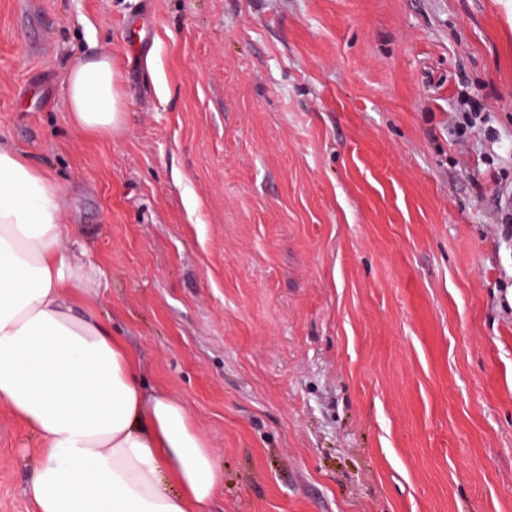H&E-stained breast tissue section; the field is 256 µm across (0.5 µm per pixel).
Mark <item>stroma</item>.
Masks as SVG:
<instances>
[{"mask_svg":"<svg viewBox=\"0 0 512 512\" xmlns=\"http://www.w3.org/2000/svg\"><path fill=\"white\" fill-rule=\"evenodd\" d=\"M0 143L217 448L212 512H512V0H0ZM38 446L0 407V512ZM116 80L108 50L78 62L67 73L66 110L74 126L84 134L104 137L122 125V96Z\"/></svg>","mask_w":512,"mask_h":512,"instance_id":"35a3bbf8","label":"stroma"}]
</instances>
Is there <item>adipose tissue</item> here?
I'll use <instances>...</instances> for the list:
<instances>
[{
	"mask_svg": "<svg viewBox=\"0 0 512 512\" xmlns=\"http://www.w3.org/2000/svg\"><path fill=\"white\" fill-rule=\"evenodd\" d=\"M110 51L74 65L65 106L104 137L123 123ZM52 174L0 145V406L40 442L38 512H210L224 471L182 401L147 389L135 353L80 301L93 290L62 246Z\"/></svg>",
	"mask_w": 512,
	"mask_h": 512,
	"instance_id": "adipose-tissue-1",
	"label": "adipose tissue"
}]
</instances>
